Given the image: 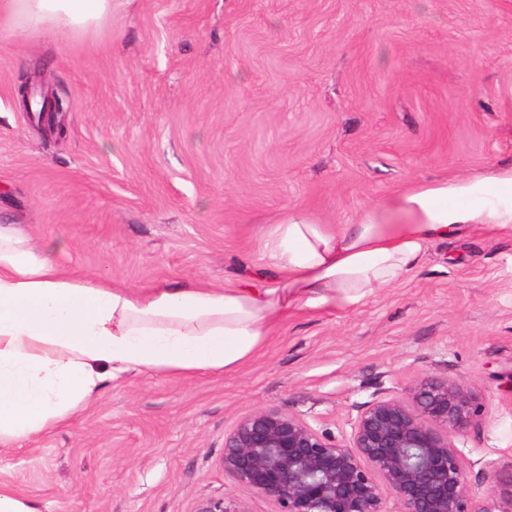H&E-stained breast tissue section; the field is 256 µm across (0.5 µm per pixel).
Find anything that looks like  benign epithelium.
Instances as JSON below:
<instances>
[{"instance_id": "1", "label": "benign epithelium", "mask_w": 512, "mask_h": 512, "mask_svg": "<svg viewBox=\"0 0 512 512\" xmlns=\"http://www.w3.org/2000/svg\"><path fill=\"white\" fill-rule=\"evenodd\" d=\"M484 415L460 380L426 376L403 396L361 406L341 438L275 408L243 415L224 434V474L272 500L275 512H501L470 492L454 438ZM191 512H232L222 496Z\"/></svg>"}]
</instances>
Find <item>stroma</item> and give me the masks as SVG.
Here are the masks:
<instances>
[{
	"instance_id": "obj_1",
	"label": "stroma",
	"mask_w": 512,
	"mask_h": 512,
	"mask_svg": "<svg viewBox=\"0 0 512 512\" xmlns=\"http://www.w3.org/2000/svg\"><path fill=\"white\" fill-rule=\"evenodd\" d=\"M68 98L62 132L16 101ZM512 163V0H112L97 31L0 30V224L79 279L237 286L286 209L351 224L415 182ZM487 415L455 438L472 493L512 488V235L474 225L353 310L298 312L231 373L130 374L0 447L39 512H275L224 474V434L276 408L336 436L426 375Z\"/></svg>"
}]
</instances>
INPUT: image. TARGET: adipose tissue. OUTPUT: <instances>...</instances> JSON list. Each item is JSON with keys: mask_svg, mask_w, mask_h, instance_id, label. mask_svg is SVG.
Wrapping results in <instances>:
<instances>
[{"mask_svg": "<svg viewBox=\"0 0 512 512\" xmlns=\"http://www.w3.org/2000/svg\"><path fill=\"white\" fill-rule=\"evenodd\" d=\"M112 0H0L11 29L98 30ZM478 224L512 235V164L395 191L344 228L293 208L263 230L276 271L259 286L126 288L83 281L0 225V446L39 438L130 373H227L294 313L353 309L399 283L428 246Z\"/></svg>", "mask_w": 512, "mask_h": 512, "instance_id": "obj_1", "label": "adipose tissue"}]
</instances>
